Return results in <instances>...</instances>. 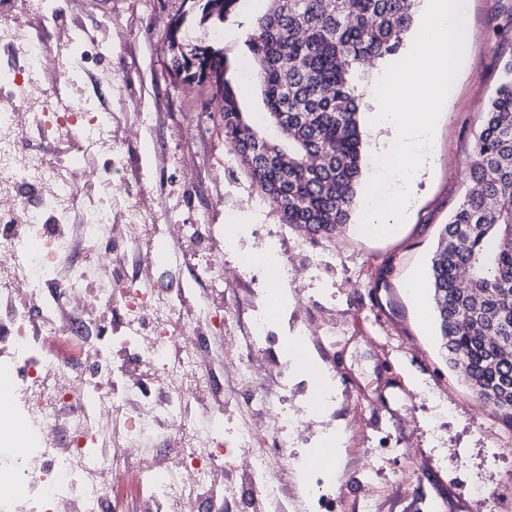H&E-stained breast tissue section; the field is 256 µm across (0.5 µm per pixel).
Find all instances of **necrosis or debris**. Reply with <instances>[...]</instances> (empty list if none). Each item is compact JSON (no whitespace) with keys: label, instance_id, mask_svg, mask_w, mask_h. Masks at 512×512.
Segmentation results:
<instances>
[{"label":"necrosis or debris","instance_id":"necrosis-or-debris-1","mask_svg":"<svg viewBox=\"0 0 512 512\" xmlns=\"http://www.w3.org/2000/svg\"><path fill=\"white\" fill-rule=\"evenodd\" d=\"M53 20L47 0L0 11V414L27 424L26 453L0 466V512H302L319 486L291 450L331 378L284 406L267 306L243 318L159 274L198 250V279L235 294L222 225L161 223L139 184L113 191L111 170L90 166L114 152L116 115L81 90V34L53 52L30 37ZM75 91L79 105H63ZM70 140L80 155H50ZM106 236L117 249L98 250ZM130 260L131 279L116 271Z\"/></svg>","mask_w":512,"mask_h":512}]
</instances>
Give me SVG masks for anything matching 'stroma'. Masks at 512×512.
Returning <instances> with one entry per match:
<instances>
[{"mask_svg":"<svg viewBox=\"0 0 512 512\" xmlns=\"http://www.w3.org/2000/svg\"><path fill=\"white\" fill-rule=\"evenodd\" d=\"M50 36L74 29L107 40L91 54L97 77L112 91L122 129L113 182L145 173L142 190L162 217L223 224L224 274L245 310L269 284L257 256L285 244L282 289L272 319L269 354L279 337L308 328L329 342L311 353L336 375V397L313 430L335 427L341 448L332 462L327 498L310 512H512V428L481 402L447 360L439 335L429 268L440 232L468 189L475 138L512 58V0H470L467 62L446 118L438 127L436 167L417 182L402 227L375 239L360 230L361 213L330 236L282 223L263 201L224 138L220 103L207 86L175 78L165 40L169 20L186 15L184 0H52ZM270 0H238L225 22L186 15L190 44L223 51L236 70L239 106L264 111L259 84L241 76L245 41ZM154 124L142 136L136 115ZM423 281L420 300L404 288Z\"/></svg>","mask_w":512,"mask_h":512,"instance_id":"obj_1","label":"stroma"}]
</instances>
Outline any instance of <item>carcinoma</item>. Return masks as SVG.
<instances>
[{"label": "carcinoma", "mask_w": 512, "mask_h": 512, "mask_svg": "<svg viewBox=\"0 0 512 512\" xmlns=\"http://www.w3.org/2000/svg\"><path fill=\"white\" fill-rule=\"evenodd\" d=\"M202 18L224 20L237 0H188ZM416 0H271L246 40L244 73L261 87L264 135L241 111L224 54L182 51L184 16L165 39L175 74L209 83L221 101L224 137L285 224L314 235L350 223L362 177L355 75L395 54ZM481 162L442 232L430 286L448 362L512 427V58L476 136Z\"/></svg>", "instance_id": "cac0c4a2"}]
</instances>
